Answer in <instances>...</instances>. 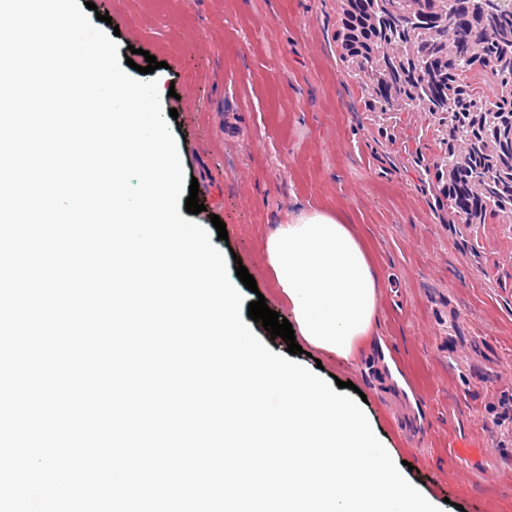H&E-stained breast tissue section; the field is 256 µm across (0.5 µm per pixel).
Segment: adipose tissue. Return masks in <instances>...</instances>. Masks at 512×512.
Listing matches in <instances>:
<instances>
[{"mask_svg": "<svg viewBox=\"0 0 512 512\" xmlns=\"http://www.w3.org/2000/svg\"><path fill=\"white\" fill-rule=\"evenodd\" d=\"M264 260L288 300L296 336L315 350L350 358L372 328L380 284L349 225L325 212L300 214L276 225Z\"/></svg>", "mask_w": 512, "mask_h": 512, "instance_id": "1", "label": "adipose tissue"}]
</instances>
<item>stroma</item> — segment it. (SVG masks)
I'll return each mask as SVG.
<instances>
[{
    "label": "stroma",
    "instance_id": "35a3bbf8",
    "mask_svg": "<svg viewBox=\"0 0 512 512\" xmlns=\"http://www.w3.org/2000/svg\"><path fill=\"white\" fill-rule=\"evenodd\" d=\"M119 59L162 96L185 179L226 225L228 269L247 268L288 304L263 260L274 225L302 211L343 215L381 284L377 321L347 360L299 354L352 382L394 462L443 512H512V228L465 224L441 204L434 124L370 109L340 45L342 0H93ZM415 391H408V383Z\"/></svg>",
    "mask_w": 512,
    "mask_h": 512
}]
</instances>
